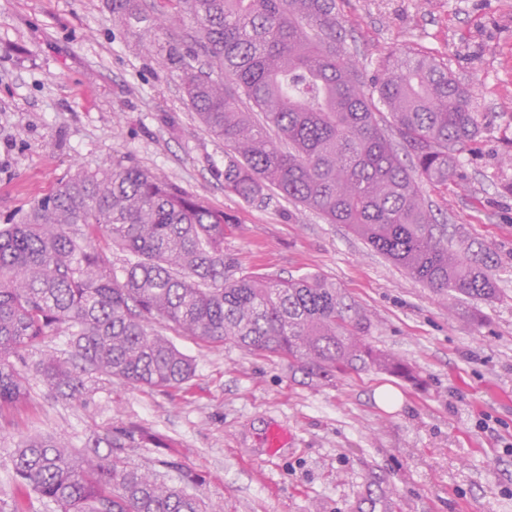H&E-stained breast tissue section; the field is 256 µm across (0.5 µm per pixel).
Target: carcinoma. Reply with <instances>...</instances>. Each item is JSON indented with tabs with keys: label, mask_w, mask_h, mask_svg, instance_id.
<instances>
[{
	"label": "carcinoma",
	"mask_w": 512,
	"mask_h": 512,
	"mask_svg": "<svg viewBox=\"0 0 512 512\" xmlns=\"http://www.w3.org/2000/svg\"><path fill=\"white\" fill-rule=\"evenodd\" d=\"M152 8L195 24L194 47L171 38L160 59L178 71L206 131L224 141L225 191L245 203L275 192L343 224L436 294L497 299L494 252L438 223L421 189L447 187L482 130L472 87L446 63L395 53L378 70L374 99L336 0H154ZM110 9L123 21L144 4L110 0ZM228 223L177 184L117 164L74 174L1 227L0 417L27 396L23 352L61 334L70 356L47 354L33 366L53 396L86 395L94 374L182 386L196 366L169 332L284 358L311 379L350 370L415 379L403 359L369 342L370 318L322 275L236 274L224 257ZM101 237L123 253L122 265L96 244ZM166 447L141 425L115 429L89 452L27 434L13 467L26 495L57 512H219L191 492L197 478L178 462L161 461L178 473L171 484L123 456Z\"/></svg>",
	"instance_id": "carcinoma-1"
}]
</instances>
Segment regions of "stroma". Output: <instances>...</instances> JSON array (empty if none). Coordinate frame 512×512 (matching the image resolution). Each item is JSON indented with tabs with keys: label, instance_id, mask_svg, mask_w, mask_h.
Here are the masks:
<instances>
[{
	"label": "stroma",
	"instance_id": "stroma-1",
	"mask_svg": "<svg viewBox=\"0 0 512 512\" xmlns=\"http://www.w3.org/2000/svg\"><path fill=\"white\" fill-rule=\"evenodd\" d=\"M347 42L374 76L393 53L444 60L474 90L483 128L436 218L489 245L496 300L439 296L340 224L279 195L224 191V143L158 62L154 20L113 21L109 0H0V227L79 170L115 163L160 173L232 220L237 271L317 272L369 314L370 340L419 384L376 371L305 378L287 360L186 337L196 374L177 389L96 380L80 401L28 398L0 419V502L54 512L18 488L11 452L33 431L81 450L135 423L169 440L129 448L158 469L174 458L221 512H512V0H339ZM288 441L269 454L264 434Z\"/></svg>",
	"mask_w": 512,
	"mask_h": 512
}]
</instances>
